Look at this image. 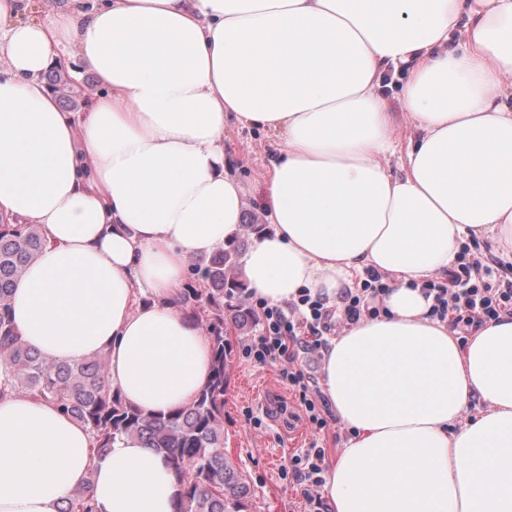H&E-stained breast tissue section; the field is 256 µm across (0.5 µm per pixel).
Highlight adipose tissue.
<instances>
[{
  "mask_svg": "<svg viewBox=\"0 0 512 512\" xmlns=\"http://www.w3.org/2000/svg\"><path fill=\"white\" fill-rule=\"evenodd\" d=\"M0 0V217L46 245L14 286L23 344L159 414L206 385L211 352L179 303L190 258L240 236L248 190L227 124L282 146L269 232L244 260L253 296L328 304L366 269L375 319L333 337L323 392L351 437L325 474L333 512H512V315L460 344L427 278L461 243L512 256V0H62L26 22ZM104 91L65 112L43 80L63 56ZM405 72L419 131L397 152L378 88ZM480 404L478 415L471 405ZM54 404L0 396V512H59L86 479L101 512H174L162 454H92Z\"/></svg>",
  "mask_w": 512,
  "mask_h": 512,
  "instance_id": "1",
  "label": "adipose tissue"
}]
</instances>
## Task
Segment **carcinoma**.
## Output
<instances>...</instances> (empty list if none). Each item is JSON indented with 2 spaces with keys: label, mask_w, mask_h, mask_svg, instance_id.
<instances>
[{
  "label": "carcinoma",
  "mask_w": 512,
  "mask_h": 512,
  "mask_svg": "<svg viewBox=\"0 0 512 512\" xmlns=\"http://www.w3.org/2000/svg\"><path fill=\"white\" fill-rule=\"evenodd\" d=\"M48 85L73 99L89 97L61 66L50 73ZM43 247L37 225L0 221V394L10 390L54 403L90 429L98 454L122 438L139 439L162 453L180 486L174 512H249V481L224 453V385L232 360L224 320L229 317L239 327L257 322L242 303L248 290L238 274V241L220 247L201 268L209 287L187 288L181 294V306H200L191 322L209 341L211 375L191 404L163 414L145 412L112 390L106 353L63 364L20 342L10 318L12 290ZM91 483L89 479L74 489L60 512H100Z\"/></svg>",
  "instance_id": "cac0c4a2"
}]
</instances>
